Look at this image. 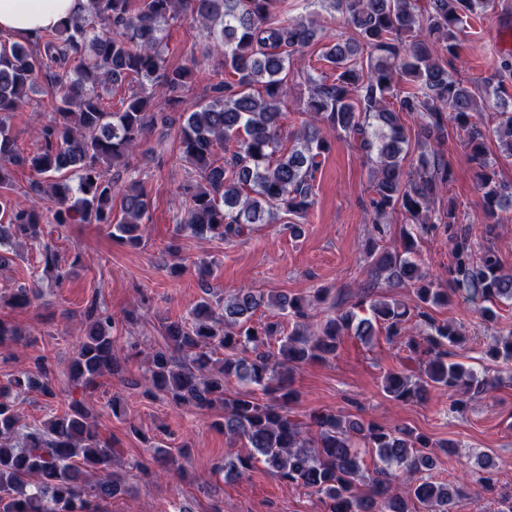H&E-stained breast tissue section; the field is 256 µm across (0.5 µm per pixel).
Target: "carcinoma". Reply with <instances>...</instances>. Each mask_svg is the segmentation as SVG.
<instances>
[{
    "label": "carcinoma",
    "instance_id": "1",
    "mask_svg": "<svg viewBox=\"0 0 512 512\" xmlns=\"http://www.w3.org/2000/svg\"><path fill=\"white\" fill-rule=\"evenodd\" d=\"M282 0H86L83 10L40 35L37 42L0 41V115L24 108L41 81L56 93L53 119L39 130L40 147L25 155L11 129L0 120V263L14 243L36 246L42 273L60 284L80 262L61 263L50 224H102L112 239L137 247L149 221L148 193L141 180H122L131 158L157 119V97L174 106L195 80L193 67H170L160 51L163 26L180 18L200 23L223 48L209 97L180 124L178 158L193 176L182 186L184 215L177 231L200 239H231L261 221L281 215L302 218L315 195L316 173L330 146L320 125L355 137L370 162L375 213L365 247L371 287L410 285L415 305L408 308L383 296L370 304L371 317L356 319L336 311L311 328L315 295L264 294L242 288L229 298L214 297L209 262L200 261L203 296L187 317L161 321L162 342L146 355L143 380L125 378L116 352L118 323L134 324L133 310L116 319L94 299L84 314L82 334L68 366V403L39 426L26 431L22 446L19 397L38 390L57 396L54 370L44 354L32 357L35 373L22 372L0 384V512H96L94 503L127 492L125 474L113 468L116 449L102 438L88 399L98 379L112 376L124 385L144 388L172 404L198 412H217L215 425L242 448L245 457L224 460L218 471L238 479L260 457L281 479L311 489L329 512H450L463 495L458 486L411 479L434 465L435 442L408 427L385 428L356 415L319 412L303 421L288 405L297 392L292 370L336 357L343 337L354 334L370 343L380 333L404 336L413 317L424 325L423 341L409 338L407 359L423 364L415 372H389L382 389L394 401L422 402L432 388H446L460 410L496 379L458 361L465 337L458 327L436 322L430 314L461 300L495 322L494 306L512 302V273L504 272L499 252L486 239L502 213L512 209V183L504 181L488 153L490 136L512 156V57L501 62L496 83L466 85L439 63L457 56L459 34L467 19L486 10L491 0H432L418 11L417 0H320L352 31L330 44L320 59L336 71L333 80L307 73L309 93L295 138L282 133L281 100L288 93L291 66L322 38L313 19L277 18ZM133 80L138 89L121 99L118 110L102 107L99 88ZM491 111L496 124L483 129L476 117ZM417 118L422 134L416 163L405 168L409 137L400 114ZM453 129L463 136L475 165L484 228L464 224L453 198L444 194L453 180L441 146ZM223 157H218V153ZM35 174L30 190L38 200L13 207L4 192L14 186V168ZM120 199V214L113 200ZM48 200L45 211L39 201ZM399 211L424 232L439 231L452 244L448 283L440 288L423 272L414 255L417 236L407 232L402 251L378 245L382 217ZM37 289L21 286L0 304L32 306ZM261 306L277 310L278 320L254 323ZM286 318L292 323L284 332ZM278 337L277 350L266 348ZM29 339L0 318V346ZM242 389L226 391L231 381ZM261 392L264 398L256 396ZM378 463L366 473L361 449ZM172 454L153 447L150 464L137 463L144 475L171 474Z\"/></svg>",
    "mask_w": 512,
    "mask_h": 512
}]
</instances>
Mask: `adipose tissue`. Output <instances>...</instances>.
Returning a JSON list of instances; mask_svg holds the SVG:
<instances>
[{
	"label": "adipose tissue",
	"mask_w": 512,
	"mask_h": 512,
	"mask_svg": "<svg viewBox=\"0 0 512 512\" xmlns=\"http://www.w3.org/2000/svg\"><path fill=\"white\" fill-rule=\"evenodd\" d=\"M84 0H0V33L20 42L35 40L68 17L78 14Z\"/></svg>",
	"instance_id": "adipose-tissue-1"
}]
</instances>
